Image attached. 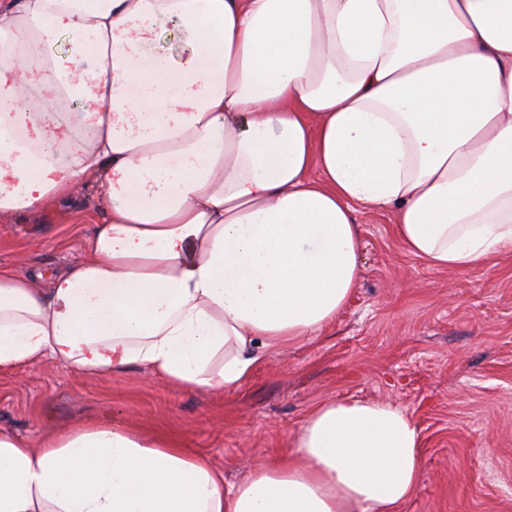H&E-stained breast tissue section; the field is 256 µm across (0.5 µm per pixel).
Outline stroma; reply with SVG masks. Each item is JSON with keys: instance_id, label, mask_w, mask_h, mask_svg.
Returning <instances> with one entry per match:
<instances>
[{"instance_id": "stroma-1", "label": "stroma", "mask_w": 512, "mask_h": 512, "mask_svg": "<svg viewBox=\"0 0 512 512\" xmlns=\"http://www.w3.org/2000/svg\"><path fill=\"white\" fill-rule=\"evenodd\" d=\"M99 194L0 223V265L48 274L79 262ZM356 217L361 278L346 307L239 390L184 392L135 370L92 379L47 361L0 377V428L34 439L108 416L162 428L233 484L282 453L319 402L379 400L407 411L422 441L401 512H512V257L437 271L402 251L387 210Z\"/></svg>"}]
</instances>
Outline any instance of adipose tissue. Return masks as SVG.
<instances>
[{"label":"adipose tissue","instance_id":"ef3b65f1","mask_svg":"<svg viewBox=\"0 0 512 512\" xmlns=\"http://www.w3.org/2000/svg\"><path fill=\"white\" fill-rule=\"evenodd\" d=\"M93 185L80 262L44 288L0 267V374L237 389L348 303L355 206L438 271L512 251V0H0V218ZM421 448L357 398L229 485L116 420L0 429V512H400Z\"/></svg>","mask_w":512,"mask_h":512}]
</instances>
